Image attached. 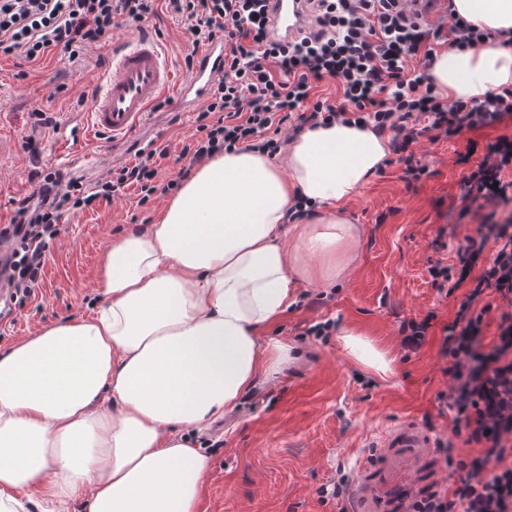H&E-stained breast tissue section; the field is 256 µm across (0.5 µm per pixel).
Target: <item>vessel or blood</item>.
I'll list each match as a JSON object with an SVG mask.
<instances>
[{"label":"vessel or blood","mask_w":512,"mask_h":512,"mask_svg":"<svg viewBox=\"0 0 512 512\" xmlns=\"http://www.w3.org/2000/svg\"><path fill=\"white\" fill-rule=\"evenodd\" d=\"M269 14L274 34L283 40L295 39L304 30L309 12L306 0H270ZM224 73V42L215 40L199 51L188 83H180L168 64L165 46L154 36L141 35L114 48L109 63L98 80L90 109V129L113 140L139 135L147 126L151 110L164 97L182 106L186 90L204 99ZM86 136L60 139L55 160L95 168L99 155L86 153Z\"/></svg>","instance_id":"b4317fda"}]
</instances>
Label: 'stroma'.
I'll return each mask as SVG.
<instances>
[{"label":"stroma","mask_w":512,"mask_h":512,"mask_svg":"<svg viewBox=\"0 0 512 512\" xmlns=\"http://www.w3.org/2000/svg\"><path fill=\"white\" fill-rule=\"evenodd\" d=\"M143 32L164 43L177 76L186 78L191 38L183 21L163 8L141 28L113 30L75 63L55 56L35 64L0 57V225L10 223L18 202L34 191L35 175L48 168L46 152L59 131L86 126L113 48ZM40 110L52 113L54 126L35 125L31 114ZM152 122V142L169 150L160 166L165 181L180 169L176 158L196 129V115L167 107ZM503 135L512 136L511 122L448 142L420 138L416 152L428 175L408 185L400 164L385 165L345 204L358 233L353 262L335 281L297 282L295 302L264 331L292 347L297 360L274 378L258 381L237 407L190 439L211 461L201 483L200 512H358V489L369 481L362 462L378 464L388 452L386 436L407 426L429 437L433 447L401 474L389 512H410L425 491L458 479L436 449L451 435L449 416L440 413L435 400L451 384L442 372V328L455 319L485 264L477 262L446 297L432 285L428 269L452 262L475 233V225L455 221L463 177L482 161L487 143ZM464 154L465 164L459 161ZM165 202L160 195L139 207L136 190L129 188L112 201L65 212L45 251L40 288L0 314V350L43 326L86 316L96 300L108 242L156 223ZM429 314L434 320L425 345L407 353L398 332L401 322ZM326 320L338 331L361 333L392 351V373L383 376L356 362L337 334L308 335V328ZM342 481L347 491L334 497Z\"/></svg>","instance_id":"stroma-1"}]
</instances>
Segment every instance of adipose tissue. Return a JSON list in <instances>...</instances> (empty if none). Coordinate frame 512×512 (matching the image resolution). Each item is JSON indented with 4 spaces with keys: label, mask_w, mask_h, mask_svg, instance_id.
I'll use <instances>...</instances> for the list:
<instances>
[{
    "label": "adipose tissue",
    "mask_w": 512,
    "mask_h": 512,
    "mask_svg": "<svg viewBox=\"0 0 512 512\" xmlns=\"http://www.w3.org/2000/svg\"><path fill=\"white\" fill-rule=\"evenodd\" d=\"M479 29L512 31V0H454ZM444 97L512 88V50L443 48L428 70ZM385 137L335 123L301 133L284 164L240 149L194 168L158 223L109 244L91 316L42 328L0 352V512L21 493L90 512H198L210 461L184 438L234 409L291 359L259 331L300 280L353 259L343 205L384 166ZM312 211L287 225L295 199ZM112 400L113 412L100 411Z\"/></svg>",
    "instance_id": "obj_1"
}]
</instances>
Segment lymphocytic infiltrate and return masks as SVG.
Instances as JSON below:
<instances>
[{
	"mask_svg": "<svg viewBox=\"0 0 512 512\" xmlns=\"http://www.w3.org/2000/svg\"><path fill=\"white\" fill-rule=\"evenodd\" d=\"M267 2L167 0V10L184 21L193 45L224 39V75L196 118L193 138L179 152L178 178L158 185L153 149L90 187L58 170L38 172L37 189L20 201L11 222L0 226V287L11 301L30 298L41 283L45 248L64 211L111 200L129 187L137 189L139 206H147L156 193L177 190L195 164L214 155L248 148L274 156L286 135L336 121L364 124L389 135L402 178L410 184L427 171L413 149L420 137L449 140L512 120V90L479 102L450 101L428 81L436 48L487 39V32L462 18L422 22L415 0H310L304 34L286 42L272 32ZM158 8L157 0H0V57L35 63L57 53L72 62L114 27L139 26ZM326 80L336 82V99L317 95ZM463 184L458 219L470 216L477 201L484 211L475 235L457 252L461 274L482 257L487 242L498 249L455 320L442 328L443 372L452 384L437 401L451 414L453 437H463L478 451L457 459L452 440L443 442L446 462L461 476L453 487L417 500L414 512H512V311L501 313L487 348L485 314L472 309L490 288L512 297V140L490 144Z\"/></svg>",
	"mask_w": 512,
	"mask_h": 512,
	"instance_id": "f902f5d3",
	"label": "lymphocytic infiltrate"
}]
</instances>
